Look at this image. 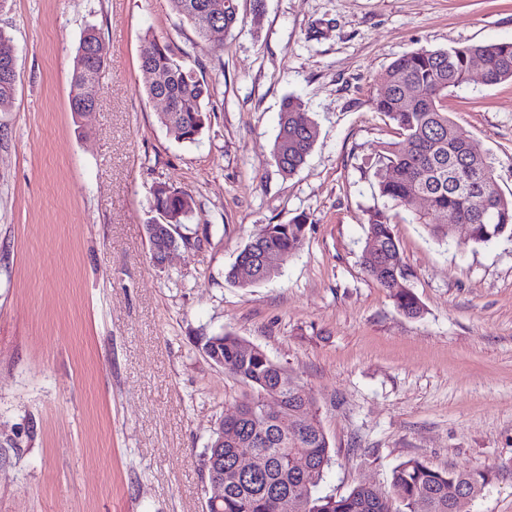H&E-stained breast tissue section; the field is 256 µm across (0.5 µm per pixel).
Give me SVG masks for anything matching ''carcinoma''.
<instances>
[{"mask_svg":"<svg viewBox=\"0 0 512 512\" xmlns=\"http://www.w3.org/2000/svg\"><path fill=\"white\" fill-rule=\"evenodd\" d=\"M172 10L185 19L197 35L206 38L207 28L218 21L232 32L240 23L238 0H224V13L215 18L201 8L205 0H169ZM103 41L96 28L85 30L77 47L71 77L70 110L76 104L98 97L97 86L89 84L85 71L101 67L99 49ZM187 53L169 42L146 36L140 55L142 74L162 71L169 82L158 88L144 81L145 94L154 98L161 92L170 110L158 115V122L180 131L185 143L198 140L211 121L208 108L211 88L203 75L187 65ZM484 63L485 84L512 82V41L481 42L447 49H421L394 60L379 76L372 98L375 111L388 117L397 129V139L379 146L375 172L381 197L394 208L410 209L419 197L428 208L415 212L414 220L430 235L446 242L453 237L448 222L432 216L456 217L473 225L471 239L486 243L506 231L512 232V197H506L496 180L488 157L470 134L448 116L444 99L448 91L469 79L470 62ZM16 87V64L3 61L0 53V112L11 109ZM417 92L414 98L405 90ZM317 137V128L296 97L283 102L278 133L273 143L274 160L285 176L293 175L305 163ZM193 198L186 191L164 182L150 189V208L162 212L173 224H183L193 212ZM307 217L298 215L286 224L263 226L244 250L284 257L300 249L306 237ZM366 239L375 250H364L361 264L367 275L392 294L399 311L411 318L423 313V305L410 288H394L396 279L408 280L399 244L387 209L369 212ZM278 274L258 267L250 283H238L237 266L227 272L228 281L251 288ZM197 348L209 357L224 359V373L243 387L234 410L224 415L237 418L233 436L217 448L218 437L204 448L205 461L224 464L222 512H470L472 503L489 483L486 469L436 470L419 458L398 464L391 472V494L382 495L360 484L347 494L336 496L319 491L332 462L331 447L321 421L313 410L310 392L284 365L271 359L257 346L229 333L197 337ZM276 397L281 411L275 416L263 412L265 401ZM306 411H301V407ZM249 454L253 471L240 476L234 470L237 457ZM458 498L448 502V487Z\"/></svg>","mask_w":512,"mask_h":512,"instance_id":"obj_1","label":"carcinoma"}]
</instances>
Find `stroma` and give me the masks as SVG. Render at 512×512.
<instances>
[{"mask_svg": "<svg viewBox=\"0 0 512 512\" xmlns=\"http://www.w3.org/2000/svg\"><path fill=\"white\" fill-rule=\"evenodd\" d=\"M243 19L201 41L169 0H6L13 107L0 112V512H203L198 459L241 387L197 349L230 332L285 365L314 398L333 449L321 490L390 492L401 461L493 478L472 512H512V236L441 243L399 211L393 232L423 303L402 314L362 268L383 207L378 76L419 49L512 40V0H238ZM107 48L95 112L69 109L86 26ZM154 35L212 87L211 123L179 142L143 93ZM318 136L281 174L286 96ZM448 115L512 193V83L479 75ZM194 200L162 265L145 234L152 185ZM306 215L302 247L269 282L226 271L264 225Z\"/></svg>", "mask_w": 512, "mask_h": 512, "instance_id": "1", "label": "stroma"}]
</instances>
